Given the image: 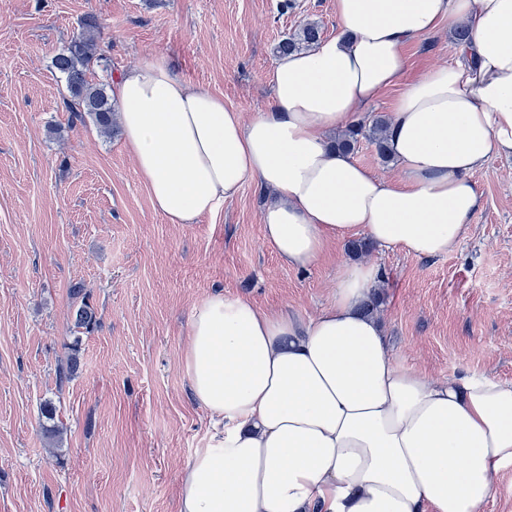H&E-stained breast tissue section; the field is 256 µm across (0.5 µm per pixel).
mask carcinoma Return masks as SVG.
<instances>
[{
  "mask_svg": "<svg viewBox=\"0 0 512 512\" xmlns=\"http://www.w3.org/2000/svg\"><path fill=\"white\" fill-rule=\"evenodd\" d=\"M321 39V28L316 22H306L281 39L274 48L277 57L312 48ZM99 32L97 26L88 24L70 42L67 49L55 58V68L65 75L70 93L67 108L72 118L82 121L90 117L105 135H112L114 105L102 83L88 80L87 74L98 60ZM389 122L382 116L373 119L371 125L355 122L339 133L332 141L338 151L352 154L364 142L375 146L379 157L389 162L391 156L387 145ZM76 326L91 332L97 326V318L90 304L83 300L76 311Z\"/></svg>",
  "mask_w": 512,
  "mask_h": 512,
  "instance_id": "cac0c4a2",
  "label": "carcinoma"
}]
</instances>
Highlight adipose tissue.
<instances>
[{"label": "adipose tissue", "instance_id": "1", "mask_svg": "<svg viewBox=\"0 0 512 512\" xmlns=\"http://www.w3.org/2000/svg\"><path fill=\"white\" fill-rule=\"evenodd\" d=\"M335 10L340 34L280 59L249 120L155 57L113 75L136 174L168 223H199L256 184L269 194L263 236L294 268L336 234L421 258L459 245L481 203L471 174L512 156V0ZM445 21L469 38L396 101L387 135L401 180L332 149L398 82L405 46ZM377 276L343 262L332 301L305 322L220 291L194 306L182 368L213 431L187 462L178 512H481L512 468V382L435 381L399 363L360 310Z\"/></svg>", "mask_w": 512, "mask_h": 512}]
</instances>
